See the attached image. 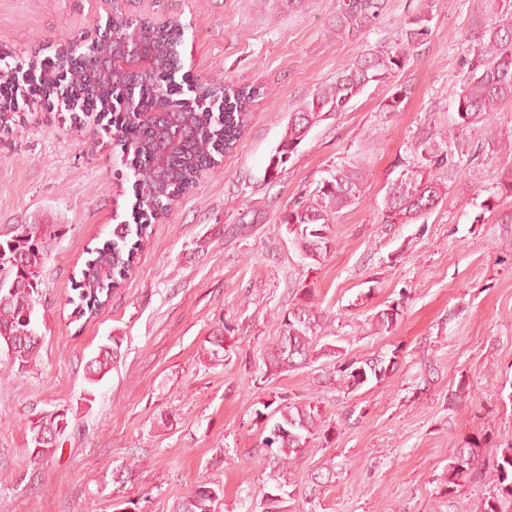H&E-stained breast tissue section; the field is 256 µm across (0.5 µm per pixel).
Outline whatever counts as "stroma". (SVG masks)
<instances>
[{
    "instance_id": "obj_1",
    "label": "stroma",
    "mask_w": 512,
    "mask_h": 512,
    "mask_svg": "<svg viewBox=\"0 0 512 512\" xmlns=\"http://www.w3.org/2000/svg\"><path fill=\"white\" fill-rule=\"evenodd\" d=\"M502 0H385L379 22L356 37L329 28L336 0L280 11L278 0H121L124 14L179 20L181 75L257 86L248 129L223 162L152 223L127 280L97 317L78 318L69 299L89 249L132 222L135 178L114 136L95 116L59 101L28 98L12 133H0V235L26 224L64 232L43 259L35 304L43 336L36 366L18 370L0 352V512H173L197 483L223 485L216 512H262L265 455L254 411L288 397L317 398L334 424L312 441L291 473L304 486L335 464L316 512H479L488 490L441 493L455 448L485 431L512 440V208L499 196L503 159L480 146L487 128L512 138V101L485 120L455 129L452 93L477 59L474 21H495ZM110 0H0V53L10 64L53 56L54 44L104 30ZM430 19L431 35L392 81L368 85L348 111L327 114L277 177L271 156L293 112L345 63L395 46L410 19ZM408 94L384 108L394 86ZM453 128L452 170L435 209L385 228L384 198L413 166L424 130ZM363 171L358 203L334 217L336 244L320 263L303 260L281 218L339 168ZM323 314L327 344L365 359L400 357L381 383L347 394L315 386L316 367L265 376L261 351L301 289ZM400 304L391 331L374 315ZM225 324L226 356L207 340ZM111 336L122 357L98 384L85 364ZM469 398L448 396L458 382ZM93 401H86V394ZM68 408L70 433L34 459L25 426ZM131 466L126 483L113 480Z\"/></svg>"
}]
</instances>
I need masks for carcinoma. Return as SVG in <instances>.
Listing matches in <instances>:
<instances>
[{"label": "carcinoma", "mask_w": 512, "mask_h": 512, "mask_svg": "<svg viewBox=\"0 0 512 512\" xmlns=\"http://www.w3.org/2000/svg\"><path fill=\"white\" fill-rule=\"evenodd\" d=\"M383 4L384 0H337L330 28L338 38L352 37L377 23ZM116 20L129 32H138L139 39L156 58L152 74L137 84L139 97L150 112L134 117L127 112H114L110 120L113 135L132 154L130 166L136 177L139 222L116 225L112 239L91 251L75 288L77 298L71 299L75 304L73 313L79 318L98 315L112 290L120 287L130 273L151 223L168 212L203 171L216 166L219 158L233 150L248 126L256 97L252 88L209 84L207 93L221 90L224 112L217 116L200 109L191 112L184 109L183 101L172 98L171 93L174 49L183 41V26L176 20L156 25L121 14L116 15ZM429 22L425 15L414 17L395 48L360 55L343 65L334 82L318 87L312 98L291 116L284 137L270 159V169L284 168L310 128L326 113L347 111L351 101L367 85L386 82L407 66L431 34ZM469 36L479 49L480 61L475 63L479 73L455 94L456 127L461 129L484 119L502 102L512 100V4H504L498 20L475 23ZM68 79L81 83L85 105L98 111L108 108L116 88L129 83L123 74L116 73L110 78L102 74L95 57L75 63ZM13 122L8 89L1 86L0 132L10 130ZM447 142L446 130L428 131L416 137L412 144L416 166L389 188L381 223L408 224L442 201L443 190L434 172L450 166L448 152L442 148ZM483 149L496 156L512 153V145L503 142L492 130L485 137ZM363 182L362 172L339 169L282 216L281 223L289 226L305 258L318 262L327 257L335 245L333 216L360 200ZM54 235V224H28L18 234L0 240V350L21 370L36 363L41 349V337L23 336L21 331L35 324V295L42 283L44 253ZM399 315L396 304L390 311L377 312L378 327L392 328ZM321 317L322 313L310 305L308 297L280 316L277 336L262 353L265 373L274 375L305 367L321 357H335L333 370L321 371L316 376L317 383L336 380L351 393L373 380L384 381L398 361L399 349H393L389 355L347 360L336 349L321 344ZM120 355L121 341L114 337L86 363L87 380L98 382ZM68 413L69 409L62 408L30 420L27 429L33 458H43L60 446L71 423ZM254 424L260 428L258 447L269 452L266 462L270 484L261 493L264 512H282L280 505L287 499L301 503L303 512H312L318 488L334 476L333 466L324 464L311 473L301 494L294 489L287 490L280 477L300 464L310 441L329 439L332 422L325 419L318 402L295 403L284 397L275 408L269 402L263 409L254 410ZM493 439V433L485 432L480 439L455 449L441 479L446 496L451 497L466 483L487 476L479 460L480 448L493 443ZM487 477L491 489L479 512H505L503 504L512 503V443L498 449ZM222 496V486L201 483L178 504L177 510L215 512V504Z\"/></svg>", "instance_id": "cac0c4a2"}]
</instances>
